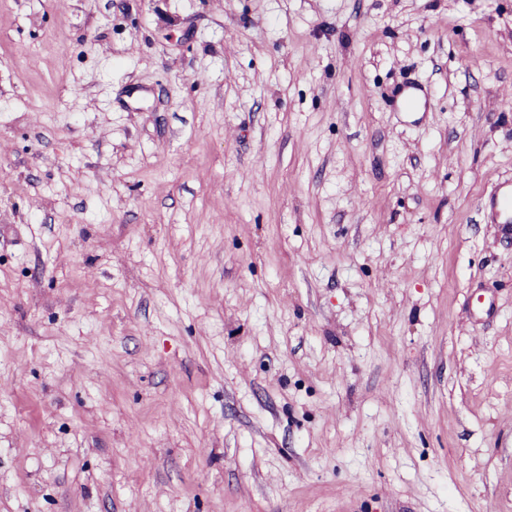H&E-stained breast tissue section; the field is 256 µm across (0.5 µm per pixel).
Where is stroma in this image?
Returning <instances> with one entry per match:
<instances>
[{
	"instance_id": "stroma-1",
	"label": "stroma",
	"mask_w": 512,
	"mask_h": 512,
	"mask_svg": "<svg viewBox=\"0 0 512 512\" xmlns=\"http://www.w3.org/2000/svg\"><path fill=\"white\" fill-rule=\"evenodd\" d=\"M512 0H0V512H512ZM489 217L506 233H512V187L485 203Z\"/></svg>"
}]
</instances>
